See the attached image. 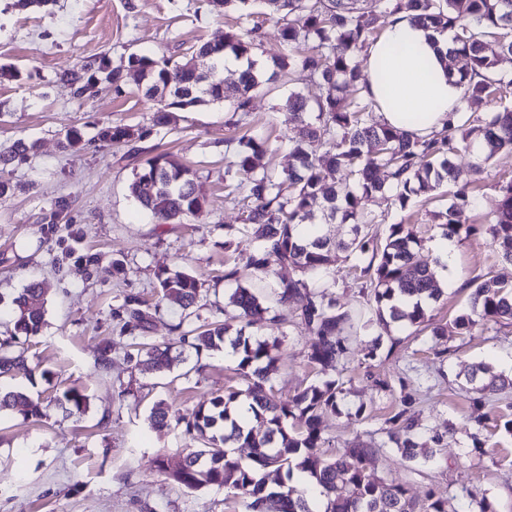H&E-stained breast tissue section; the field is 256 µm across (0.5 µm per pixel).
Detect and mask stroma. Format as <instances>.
<instances>
[{
  "mask_svg": "<svg viewBox=\"0 0 512 512\" xmlns=\"http://www.w3.org/2000/svg\"><path fill=\"white\" fill-rule=\"evenodd\" d=\"M235 16L210 12L205 0H57L52 9L0 0V150L17 140L35 143L36 151L14 162L4 173L18 184L0 198V294L18 293L30 279L45 291V325L40 335L18 337L28 364L39 376H17L15 385L43 403L75 387L89 397L87 411L26 420L0 413V512H233L222 489L188 490L158 473L163 458L176 468L192 443L182 428L150 429L153 404L168 403L182 416L194 411L228 386L238 385L230 351L195 356L175 354L163 375L148 371L141 342H177L173 327L181 311L165 304L154 313L148 332L128 326L117 313L124 297L155 303L158 271H187L202 284L201 316H223L236 287L225 279L228 256L224 228L236 227L233 248L253 251L256 242L243 232V204L224 198V159L251 133L268 140L270 152L257 168L287 170L288 136L296 120L284 102L287 80L256 95L253 110L236 117L217 106L179 112L162 130L150 123L153 99L134 78L122 91L99 81L90 96L78 99L57 73L90 58L108 54L120 64L133 53L180 60L205 42L223 39ZM132 127L134 137L119 144L97 142L102 125ZM80 141L62 148L67 130ZM176 155L197 173L207 199L202 220L190 224H158L129 197L127 185L149 155ZM512 178V154L501 153L483 164L477 176L475 207L460 221L466 233L455 237V250L443 255L441 231L430 224L424 206L398 210L391 194L367 203L385 236L389 225L414 224L446 293L434 313L446 325L432 340L411 329L394 331V349L380 348L376 358L363 350L376 330L361 331L354 352L343 364L318 371L307 361L313 343L295 324L285 328L279 371L272 393L286 402L298 390L328 376L346 382L339 413L320 420L328 453L362 437L377 450L368 464L377 478L406 485L410 496L424 500L430 488L448 495L450 512H466L467 491L486 494L496 512H512V434L503 428L512 419V389L473 403L465 382L477 365L512 375V324L488 325L465 333L453 319L463 311L472 277L489 273L512 282V262L501 258L485 228L498 207L495 185ZM69 208L59 223L48 221L58 198ZM120 275H113V266ZM109 342L107 363L98 350ZM386 389H378V382ZM363 409V420L351 417ZM406 412L416 431L437 454L428 462L403 459L389 442L386 421Z\"/></svg>",
  "mask_w": 512,
  "mask_h": 512,
  "instance_id": "1",
  "label": "stroma"
}]
</instances>
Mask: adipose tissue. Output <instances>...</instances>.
I'll return each instance as SVG.
<instances>
[{"mask_svg": "<svg viewBox=\"0 0 512 512\" xmlns=\"http://www.w3.org/2000/svg\"><path fill=\"white\" fill-rule=\"evenodd\" d=\"M449 39V33L417 25L406 13L369 47L364 94L377 103L382 123L424 134L447 119L459 96L441 60Z\"/></svg>", "mask_w": 512, "mask_h": 512, "instance_id": "ef3b65f1", "label": "adipose tissue"}]
</instances>
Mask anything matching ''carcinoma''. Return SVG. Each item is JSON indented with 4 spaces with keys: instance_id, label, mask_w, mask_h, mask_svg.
Here are the masks:
<instances>
[{
    "instance_id": "1",
    "label": "carcinoma",
    "mask_w": 512,
    "mask_h": 512,
    "mask_svg": "<svg viewBox=\"0 0 512 512\" xmlns=\"http://www.w3.org/2000/svg\"><path fill=\"white\" fill-rule=\"evenodd\" d=\"M208 2L214 13H240L238 25L224 33L223 42L203 43L181 61L131 54L126 63L115 66L104 53L60 72L58 79L70 86L75 97L83 98L102 79L121 90L126 72L138 70L146 75V96L161 87L168 90L166 102L156 103L151 117L152 126L161 129L170 123L171 107L189 112L222 104L226 112L246 114L256 92L288 77L295 88L289 91L286 106L297 121L290 141L291 166L279 175L256 170L255 159L267 150V142L243 136L224 171L225 198L243 193L250 201L244 228L253 231L257 242L253 252L234 260L224 277L236 279L246 270L253 277L266 278L276 267L291 269L294 275L278 278L270 286L271 296L285 310L295 298L302 299L294 318L314 337L307 358L316 365L347 359L353 337L363 327L379 329L366 348V359L377 356L394 324L423 326L434 339L444 335V326L428 313L444 291L422 256L421 240L401 222L389 225L386 236L377 238L372 233L376 217L366 204L376 194L391 191L395 204L404 210L416 198L434 199L435 192L451 182L456 190L448 206L430 212L431 222L446 239L460 235L459 215L475 202L474 181L459 182L454 156L472 151L486 162L502 151H512V110L506 107L487 116L476 113L480 104L501 99L512 89V78L497 71L499 58L512 54V0H376L374 12L364 10L359 0H265L283 47L270 59L258 53V28L248 26L252 0ZM409 11L436 32H453L447 55L465 60L456 81L460 93L453 109L455 121L425 136L391 129L373 119L377 105L363 94L368 78L354 62L391 18ZM227 57L245 65L231 88L224 83ZM303 81L327 87L326 95L308 103L296 88ZM132 137L131 128L118 124L97 132V140L106 144ZM313 141L325 148L319 156L307 150ZM34 149L35 144L19 140L10 153H0V173ZM234 169L249 174V180L233 183ZM328 174L334 177L330 183ZM497 188L498 209L488 232L502 258L511 262L512 178ZM128 190L159 224L196 221L206 209L195 172L168 152L147 157L134 171ZM315 199L323 203L319 216L311 209ZM312 224H347L349 238L336 243L326 235H314L309 230ZM341 259L353 261L364 312L342 308L328 293L336 287L333 267ZM156 278L161 301L200 321L186 331L183 323L175 325L180 342L188 343L198 358L230 344L234 371L244 384L213 397L189 420L174 417L162 401L151 408L150 428L162 432L182 424L190 440L201 444L175 470L158 461L172 481L188 490L222 488L227 497L242 503L244 512H448V497L439 490H430L419 502L408 495L404 484L368 475L366 462L373 448L360 439L334 456L322 451L320 419L325 413L340 412L344 381L311 384L286 403L266 394V385L278 371L284 318L270 315L271 307L254 288L237 285L229 297L237 313L224 322H209L196 313L201 284L194 275L161 271ZM471 284L468 307L455 318L456 327L470 331L490 322L512 323V284L488 274L474 277ZM45 305L43 288L35 281L14 296L8 311L14 334L39 335ZM123 309L135 328L148 331L150 309L132 297L124 300ZM266 319L275 326L274 332L267 336L251 332ZM172 349L171 343L148 345L147 368L158 373L169 370ZM20 372L32 374L24 352L14 349L11 340L1 342L0 378ZM467 383L482 400L512 387V378L478 365ZM88 405V397L74 388L56 399L57 408L68 415L83 414ZM14 410L35 420L46 416V407L22 388L1 385L0 412ZM388 424L389 440L407 461L435 456L436 450L419 441L405 412L394 414ZM238 446L251 449L248 462L234 454Z\"/></svg>"
}]
</instances>
